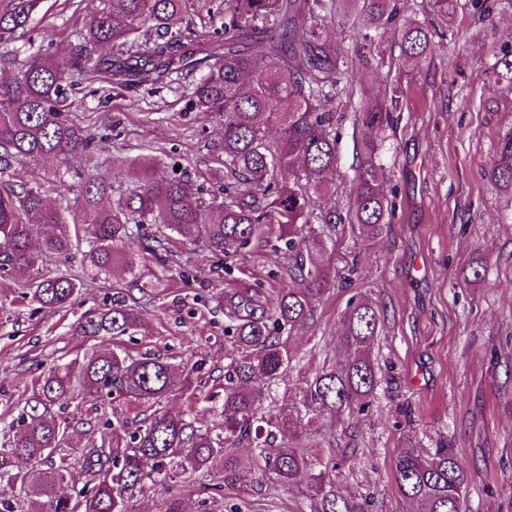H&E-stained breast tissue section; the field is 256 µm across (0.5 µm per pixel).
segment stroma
I'll return each mask as SVG.
<instances>
[{
  "mask_svg": "<svg viewBox=\"0 0 512 512\" xmlns=\"http://www.w3.org/2000/svg\"><path fill=\"white\" fill-rule=\"evenodd\" d=\"M487 3L493 11L485 18L473 0H456L447 19L432 11L430 0H400L402 19L441 34L425 68L401 55L394 29L374 33L366 52L351 24L325 26L349 69L348 94L335 107L340 162L320 205L346 213L365 137L355 113L372 99L389 103L398 85L400 110L381 132L384 188L395 218L373 239L350 224L337 225L336 268L342 273L353 265L357 272L327 290L313 320L290 337L294 360L272 407L302 408L307 381L340 358L336 338L350 298L365 294L376 301L384 326L372 351L379 377L374 400L361 412L318 417L298 442L316 457L336 459L337 488L369 497L371 512H414L397 490L395 456L408 446L442 445L468 467L464 512H512V187L488 174L501 139L512 132V86L489 88L495 54L512 49V0ZM85 17L84 0H45L34 20L35 46L69 48ZM194 81L179 75L164 87L87 94L72 118L101 134L93 149L95 174L122 176L123 161L138 155L162 159V175L177 165L193 175L205 171L222 126L219 117L192 110ZM478 261L484 269L476 280L470 268ZM285 264L269 230L229 259L175 241L144 259L145 324L124 337V346L201 365L192 389L170 395L163 410L177 414L191 405L219 421L210 397L223 391L231 346L218 297L246 290L268 306ZM112 301L107 285L91 282L66 310L42 309L0 276V422L18 415L41 372L111 347V337L85 336L76 326ZM208 483L223 485L222 495L209 497ZM176 491L185 512H198L204 499L211 512L230 504L241 512H314L305 485L258 475L241 484L212 476L178 484Z\"/></svg>",
  "mask_w": 512,
  "mask_h": 512,
  "instance_id": "1",
  "label": "stroma"
}]
</instances>
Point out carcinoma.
Instances as JSON below:
<instances>
[{
  "instance_id": "cac0c4a2",
  "label": "carcinoma",
  "mask_w": 512,
  "mask_h": 512,
  "mask_svg": "<svg viewBox=\"0 0 512 512\" xmlns=\"http://www.w3.org/2000/svg\"><path fill=\"white\" fill-rule=\"evenodd\" d=\"M84 29L69 53L52 47L16 64L9 45L25 39L42 0H0V69L15 68L0 81V175L24 158L41 161L63 189L74 162L90 166L96 136L76 124L63 109H75L78 80L106 82L129 89L157 85L184 68L203 67L193 84L191 105L223 117V137L210 177L219 192L204 190L187 172L156 176V159L125 161L131 180L112 188V180L89 177L82 182L81 216L69 207L51 205L46 191L0 179V271L10 276L21 297L46 308H63L81 295L84 279L58 270L44 275L39 265L50 257L69 258L87 237L84 252L90 275L109 279L115 270L129 281L116 284L129 302L114 304L82 329L90 336H127L142 326L140 304L132 290L140 285L142 254L154 255L167 241L200 244L225 257L275 229L283 245L286 279L274 307L256 314L254 300L231 302L224 311V334L233 345L224 365L223 420L208 425L188 409L172 415L158 409L178 390L191 388L196 366L171 356L131 355L116 344L57 365L38 380L34 403L0 428V512H132L130 500L176 479L224 474L225 482L243 473L269 475L282 485L306 481L316 498L315 512H369L367 498L336 490L330 472L334 460L316 468L303 450L278 442L294 437L300 416L280 413L274 421L263 412L270 389L288 372V339L313 317L316 304L336 278L328 253L335 251L325 230L344 221L362 236L375 238L395 216L385 193L379 145L368 139L350 189L347 217L317 207L326 177L336 171L338 133L335 101L346 87L345 56L324 37L326 18L355 14L358 37L372 43L370 32L396 22L398 0H216L221 25L201 44L172 32L197 0H88ZM400 49L417 64L434 53L435 34L426 25L405 21L399 27ZM107 47L105 55L98 49ZM495 82L512 84V56L492 65ZM399 95L390 105H367L355 113L369 130L390 122ZM280 139L267 138L269 128ZM490 176L512 187V134L500 143ZM322 225L323 230L312 227ZM136 238L142 253L124 250ZM383 312L368 298L354 297L336 337L342 359L307 383L308 411L340 415L363 409L374 396L378 375L372 347L381 334ZM107 397L132 405L145 417L112 415V438L95 442L78 437L88 431L59 419L51 407L62 400L75 410L97 409ZM242 442L253 445L244 462L231 452ZM88 475L70 488L71 459ZM401 495L415 512H461L468 472L451 448L424 451L404 448L394 461Z\"/></svg>"
}]
</instances>
